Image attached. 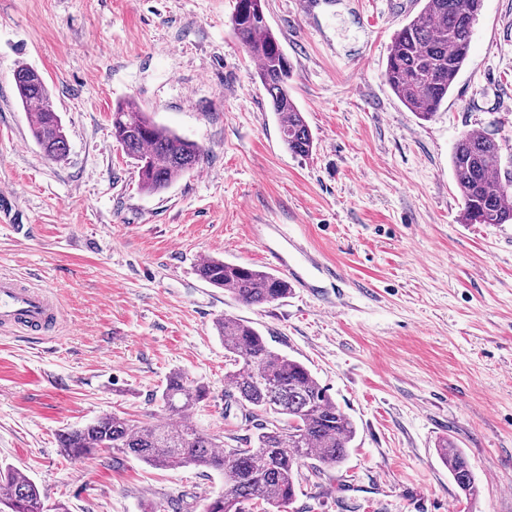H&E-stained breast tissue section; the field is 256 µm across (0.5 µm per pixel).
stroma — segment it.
<instances>
[{
  "mask_svg": "<svg viewBox=\"0 0 512 512\" xmlns=\"http://www.w3.org/2000/svg\"><path fill=\"white\" fill-rule=\"evenodd\" d=\"M234 6L0 0V273L51 287L64 312L45 341L0 329V464L70 512H203L218 472L117 453L74 462L59 435L112 412L166 421L157 395L180 370L210 390L197 425L243 447L255 430L225 407L214 330L234 316L302 362L357 428L346 461L302 480L288 512H512V224L460 223L450 162L477 130L512 172V0H483L468 60L428 120L384 77L394 33L424 0H266L315 138L306 158L282 142ZM21 66L51 92L63 159L31 134ZM126 99L203 150L166 191L141 189L112 136ZM274 224L295 242L284 267L267 258ZM201 254L292 291L240 303L199 277ZM442 440L466 454L476 498L440 460Z\"/></svg>",
  "mask_w": 512,
  "mask_h": 512,
  "instance_id": "1",
  "label": "stroma"
}]
</instances>
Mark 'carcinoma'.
I'll return each mask as SVG.
<instances>
[{
  "mask_svg": "<svg viewBox=\"0 0 512 512\" xmlns=\"http://www.w3.org/2000/svg\"><path fill=\"white\" fill-rule=\"evenodd\" d=\"M265 0H236L231 25L237 39L258 60L256 76L269 96L288 151L308 156L314 136L291 97L293 67L267 24ZM482 0H425L420 15L393 36L384 76L404 106L423 120L448 99L467 62L473 24ZM18 99L26 110L31 133L45 155L56 159L67 151L62 121L54 110L42 75L28 67L13 73ZM112 136L136 161L141 188L161 193L178 178L198 168L200 146L156 124L131 101L112 109ZM499 148L486 134H464L451 166L462 193L463 224L512 223V175L491 171ZM200 278L247 305H263L288 297V280L251 267L209 258L198 268ZM231 365V391L225 405L237 406L255 424L247 448H224L210 434L184 418L208 399V390L182 372L171 373L159 400L164 410L183 420L142 425L117 413L104 414L85 426L60 435L67 456L84 461L96 453L132 455L163 469L195 466L224 476V490L205 512H246L273 508L286 512L302 480V469L318 477L324 467L342 464L357 429L301 362L273 350L249 322L224 316L215 322ZM438 454L453 481L467 496L478 494L465 454L444 440ZM0 512H69L62 502L47 504L35 482L12 466H0Z\"/></svg>",
  "mask_w": 512,
  "mask_h": 512,
  "instance_id": "1",
  "label": "carcinoma"
}]
</instances>
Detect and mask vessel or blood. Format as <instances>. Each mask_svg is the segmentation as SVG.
<instances>
[{
    "label": "vessel or blood",
    "mask_w": 512,
    "mask_h": 512,
    "mask_svg": "<svg viewBox=\"0 0 512 512\" xmlns=\"http://www.w3.org/2000/svg\"><path fill=\"white\" fill-rule=\"evenodd\" d=\"M59 308L43 292L25 288L15 280L0 278V325L20 328L32 334L58 325Z\"/></svg>",
    "instance_id": "obj_1"
}]
</instances>
